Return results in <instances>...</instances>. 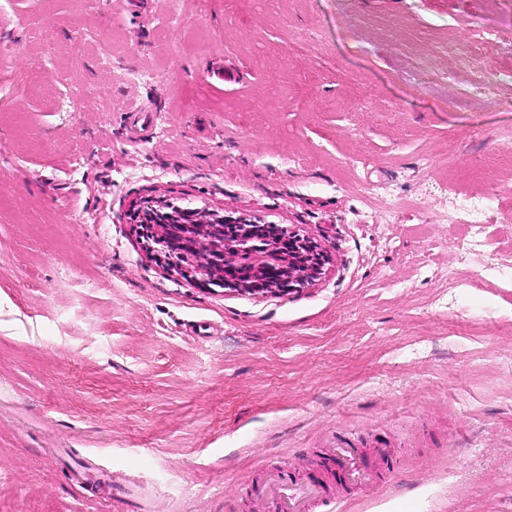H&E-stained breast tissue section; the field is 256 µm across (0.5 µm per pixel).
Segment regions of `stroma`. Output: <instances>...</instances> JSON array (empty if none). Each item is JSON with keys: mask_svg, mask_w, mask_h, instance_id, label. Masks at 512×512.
Here are the masks:
<instances>
[{"mask_svg": "<svg viewBox=\"0 0 512 512\" xmlns=\"http://www.w3.org/2000/svg\"><path fill=\"white\" fill-rule=\"evenodd\" d=\"M483 193L463 262L446 198ZM147 198L329 260L204 288L143 245ZM340 436L395 475L342 487ZM89 457L148 512H266L271 461L344 512H512V0H0V495L103 512ZM157 128V116L149 112H137L132 123L133 136L140 141L154 137ZM79 487L85 491L88 497L97 499H111L114 503L127 505L132 512H138L139 507L133 504L130 498L128 486L141 482L133 475H121L112 481L109 486H95L84 474L74 475Z\"/></svg>", "mask_w": 512, "mask_h": 512, "instance_id": "35a3bbf8", "label": "stroma"}]
</instances>
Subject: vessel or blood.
Wrapping results in <instances>:
<instances>
[{"label":"vessel or blood","mask_w":512,"mask_h":512,"mask_svg":"<svg viewBox=\"0 0 512 512\" xmlns=\"http://www.w3.org/2000/svg\"><path fill=\"white\" fill-rule=\"evenodd\" d=\"M156 128V114L135 113L132 133L136 139L145 141L153 138ZM327 466L335 471L337 480L345 485H369L390 476L395 470L391 456L379 455L376 463L371 465L365 461L360 449L348 442L337 444ZM76 481L90 498L127 504L131 501L128 488L137 484L138 479L132 475H122L114 479L111 485L103 487L93 485L83 474L77 475ZM252 494L274 505L276 512H324L325 508L336 505L335 500L328 496L320 478L297 482L283 465L268 467L263 482L253 488Z\"/></svg>","instance_id":"vessel-or-blood-1"}]
</instances>
